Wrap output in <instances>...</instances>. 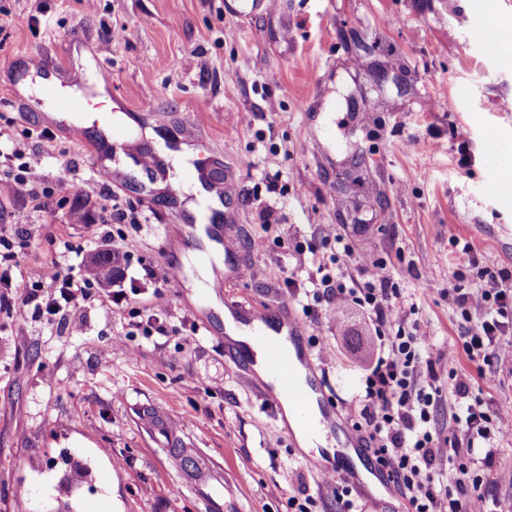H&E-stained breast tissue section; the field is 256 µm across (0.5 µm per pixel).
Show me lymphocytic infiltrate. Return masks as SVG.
I'll use <instances>...</instances> for the list:
<instances>
[{
    "label": "lymphocytic infiltrate",
    "mask_w": 512,
    "mask_h": 512,
    "mask_svg": "<svg viewBox=\"0 0 512 512\" xmlns=\"http://www.w3.org/2000/svg\"><path fill=\"white\" fill-rule=\"evenodd\" d=\"M29 246L22 233L0 228V309L19 310L46 323L64 320L81 302L99 295L106 304L121 303L126 291L99 286L87 261L69 262V245H62L48 259L25 275L23 293H14V270L19 255ZM359 287L345 283V272L321 276L322 294L337 307L356 304L375 327L379 344L374 359L364 369V388L356 402L345 404L348 416L356 420V430L366 434L370 444L398 488L407 496L414 512H512V498L487 504L480 492L482 479L474 467V454L493 448L504 439L500 420L512 415V406L470 400L469 385L457 378L453 393L457 410L453 422L466 427L464 447L444 449L438 432L432 431V414L439 403L438 377L423 361L424 330L405 329L399 314L406 298L387 286L383 267L358 265ZM484 288L473 292L449 289L466 323L462 327L463 350L470 362L493 357L512 365V288L506 275L481 269ZM154 282L153 315L135 321L143 333L167 335L158 317L168 305V293L175 285L170 270H149ZM457 459L451 484H444L433 465L437 458Z\"/></svg>",
    "instance_id": "1"
}]
</instances>
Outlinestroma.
<instances>
[{
  "label": "stroma",
  "mask_w": 512,
  "mask_h": 512,
  "mask_svg": "<svg viewBox=\"0 0 512 512\" xmlns=\"http://www.w3.org/2000/svg\"><path fill=\"white\" fill-rule=\"evenodd\" d=\"M511 32L512 0H278L276 12L253 17L224 0H0V127L25 150L49 153L25 192L0 169V225L31 242L21 267L50 257L53 236L78 250L105 233L114 246L134 245L131 260L112 259L124 308L92 300L53 326L0 312V512L60 504L53 461L63 451L91 470L72 512H95L104 497L112 512H211L187 482L206 464L224 470L223 512H292L294 498L309 499V512H341L241 380L221 317L228 297L288 304L308 322L335 397L355 399L377 344L365 314L287 286L319 278L295 256L329 227L411 298L403 318L430 338L442 436L463 437L449 370L469 375L471 396L512 400V367L448 363L462 323L449 287L477 288V265L512 275V59L490 43ZM33 59L59 64L67 92L106 60L112 87L99 97L136 110L116 115L135 139L179 164L210 161L224 184L248 269L200 288L193 259L181 261L184 285L162 314L168 336L124 327L152 307L147 270L177 262L162 241L185 228L194 187L176 167L150 180L116 159L100 180L90 148L109 128L88 117L85 137L70 138L35 94L36 75L23 72ZM115 199L143 223L112 222ZM142 407L171 415L174 435L146 431ZM501 426L508 437L477 463L490 502L512 497V419ZM337 482L359 512L409 505L396 488L369 490L348 474Z\"/></svg>",
  "instance_id": "obj_1"
}]
</instances>
